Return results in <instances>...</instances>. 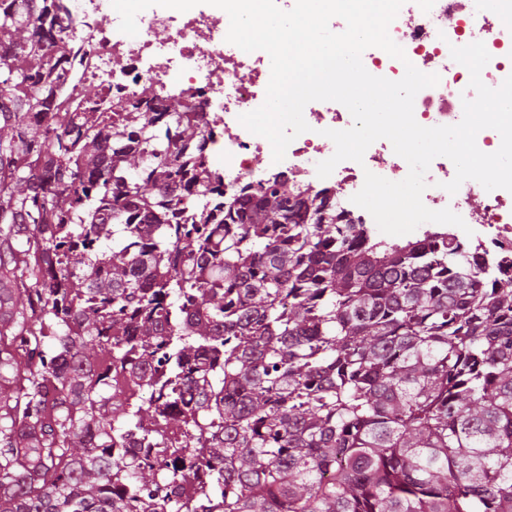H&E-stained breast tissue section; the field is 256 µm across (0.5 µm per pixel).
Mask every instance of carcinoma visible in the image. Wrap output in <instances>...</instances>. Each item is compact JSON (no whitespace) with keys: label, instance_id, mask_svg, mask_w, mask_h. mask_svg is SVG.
<instances>
[{"label":"carcinoma","instance_id":"1","mask_svg":"<svg viewBox=\"0 0 512 512\" xmlns=\"http://www.w3.org/2000/svg\"><path fill=\"white\" fill-rule=\"evenodd\" d=\"M0 7V512H512V279L389 244L206 113L74 108ZM45 118H40V115Z\"/></svg>","mask_w":512,"mask_h":512}]
</instances>
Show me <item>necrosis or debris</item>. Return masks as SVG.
<instances>
[{
    "mask_svg": "<svg viewBox=\"0 0 512 512\" xmlns=\"http://www.w3.org/2000/svg\"><path fill=\"white\" fill-rule=\"evenodd\" d=\"M67 4L65 23L75 34V63L68 70V81L96 86L99 107L112 109L145 85L152 88L159 104L182 93L190 95L216 122L210 154L224 161L225 191L263 185L280 175L312 191L326 192L337 210L376 230L371 214L351 198L362 188L366 173L399 181L408 173L407 162L393 155L390 164H380L381 152L392 149L388 140L380 139L366 150L363 162L343 161L329 177L319 178L317 164L335 151L325 130H345L353 124L348 109L333 101L306 105L309 132L289 144L282 161H274L269 141L239 121L240 115L263 104L271 65L264 51L247 53L227 42L222 9L205 2L185 12L153 6L138 14V33L130 37L120 32V17L111 0H67ZM389 34L403 48L405 60L371 47L363 52L362 63L370 74L393 81L404 76L409 63L421 72L439 74V84L421 90L414 100V116L422 126L459 121L470 73L452 59L451 47L484 43L491 60L481 78L488 87H499L512 75V65L504 59L505 53H512V29L500 22L496 5L466 13L460 0H406ZM455 173L448 158L432 161L422 195L424 205L432 210L453 208L464 219L471 233L461 237V246L484 275L512 276V192H489L468 180L452 195L444 185ZM476 197L481 203L474 211L469 202Z\"/></svg>",
    "mask_w": 512,
    "mask_h": 512,
    "instance_id": "1",
    "label": "necrosis or debris"
}]
</instances>
